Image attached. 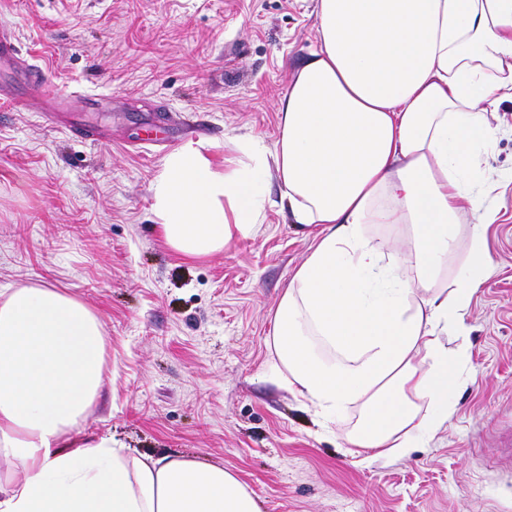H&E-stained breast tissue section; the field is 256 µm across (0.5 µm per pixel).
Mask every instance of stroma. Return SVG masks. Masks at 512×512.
<instances>
[{
	"label": "stroma",
	"instance_id": "35a3bbf8",
	"mask_svg": "<svg viewBox=\"0 0 512 512\" xmlns=\"http://www.w3.org/2000/svg\"><path fill=\"white\" fill-rule=\"evenodd\" d=\"M315 0H0V30L61 88L102 99L46 117L0 100V289L57 288L100 319L106 375L77 444L223 466L262 512H512V101L486 155L493 257L463 336L469 359L447 423L403 457L360 464L346 435L270 377L273 314L314 227L293 223L275 171L255 234L185 260L163 243L150 186L169 149L143 143L161 115L184 140L274 146L277 101L319 47ZM73 124L107 135L70 139Z\"/></svg>",
	"mask_w": 512,
	"mask_h": 512
}]
</instances>
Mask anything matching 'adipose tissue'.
Segmentation results:
<instances>
[{
    "instance_id": "1",
    "label": "adipose tissue",
    "mask_w": 512,
    "mask_h": 512,
    "mask_svg": "<svg viewBox=\"0 0 512 512\" xmlns=\"http://www.w3.org/2000/svg\"><path fill=\"white\" fill-rule=\"evenodd\" d=\"M316 19L320 49L278 102L274 150L234 138L218 166L204 144L181 145L151 183L153 212L179 257L208 256L261 223V175L275 166L294 223L320 227L274 312L279 381L325 420L358 410L348 442L371 463L444 425L468 355L443 336L493 264L497 211L479 195L490 116L512 98V0H317ZM373 224L401 225L405 251ZM103 351L75 297L0 291V457L18 470L0 478V512H261L216 464L137 456L106 436L65 450L103 383Z\"/></svg>"
}]
</instances>
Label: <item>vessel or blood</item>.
Returning <instances> with one entry per match:
<instances>
[{"label":"vessel or blood","instance_id":"1","mask_svg":"<svg viewBox=\"0 0 512 512\" xmlns=\"http://www.w3.org/2000/svg\"><path fill=\"white\" fill-rule=\"evenodd\" d=\"M0 65L16 67L32 83V105L40 111L91 112L97 107L96 96L80 91H65L53 83L37 66L19 62L16 47L8 33L0 34Z\"/></svg>","mask_w":512,"mask_h":512}]
</instances>
